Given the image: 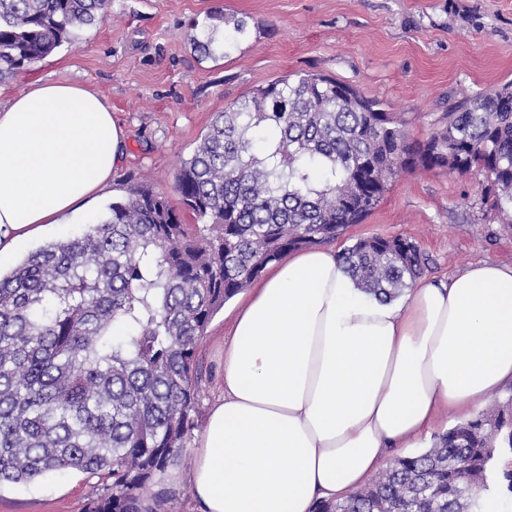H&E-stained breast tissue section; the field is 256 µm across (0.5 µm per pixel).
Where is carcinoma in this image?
I'll use <instances>...</instances> for the list:
<instances>
[{
    "instance_id": "obj_1",
    "label": "carcinoma",
    "mask_w": 512,
    "mask_h": 512,
    "mask_svg": "<svg viewBox=\"0 0 512 512\" xmlns=\"http://www.w3.org/2000/svg\"><path fill=\"white\" fill-rule=\"evenodd\" d=\"M108 5L0 0V84L103 23ZM418 169L479 171L483 199L512 208V83L415 141L349 84H261L182 162L183 208L135 185L81 235L29 253L0 275V485L76 470L97 479L85 512H168L176 492L154 478L198 428L197 347L212 316L269 264L362 223ZM340 258L380 301L413 288L427 264L402 235L359 239ZM510 444L512 406L496 404L314 512H485L489 495L512 493V465L495 459Z\"/></svg>"
}]
</instances>
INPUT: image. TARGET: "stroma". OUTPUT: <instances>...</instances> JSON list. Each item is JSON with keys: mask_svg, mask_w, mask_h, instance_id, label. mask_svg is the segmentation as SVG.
I'll use <instances>...</instances> for the list:
<instances>
[{"mask_svg": "<svg viewBox=\"0 0 512 512\" xmlns=\"http://www.w3.org/2000/svg\"><path fill=\"white\" fill-rule=\"evenodd\" d=\"M103 24L78 32L29 71L1 84L9 94L42 79L78 82L107 100L125 131L124 156L104 195L22 247L81 234L92 217L143 183L177 199L188 158L217 113L258 85L300 72L346 82L382 101L412 138L440 127L468 99L512 82V0H110ZM245 22L224 27L225 47L204 57L191 38L214 12ZM479 172L402 174L374 211L330 249L371 236L404 235L438 281L470 264L512 266V226L482 201ZM244 293L209 322L198 355L210 371L198 406L206 413ZM93 482L78 471L0 486V512H84Z\"/></svg>", "mask_w": 512, "mask_h": 512, "instance_id": "1", "label": "stroma"}]
</instances>
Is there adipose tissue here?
Here are the masks:
<instances>
[{
  "instance_id": "1",
  "label": "adipose tissue",
  "mask_w": 512,
  "mask_h": 512,
  "mask_svg": "<svg viewBox=\"0 0 512 512\" xmlns=\"http://www.w3.org/2000/svg\"><path fill=\"white\" fill-rule=\"evenodd\" d=\"M125 134L86 87L36 81L0 107V262L109 186ZM512 382V268L480 262L398 302L336 253L274 263L237 314L185 480L192 512H312L362 487L440 411Z\"/></svg>"
}]
</instances>
